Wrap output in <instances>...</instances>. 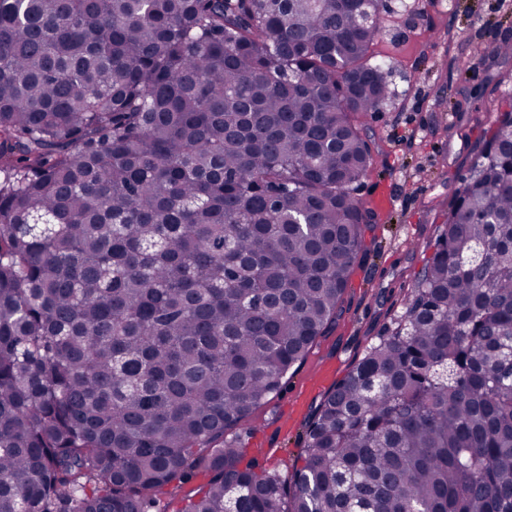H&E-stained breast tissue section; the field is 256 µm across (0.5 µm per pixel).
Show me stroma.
<instances>
[{"label":"stroma","instance_id":"stroma-1","mask_svg":"<svg viewBox=\"0 0 512 512\" xmlns=\"http://www.w3.org/2000/svg\"><path fill=\"white\" fill-rule=\"evenodd\" d=\"M376 54L391 97L360 121L375 159L352 193L377 210L369 250L354 268L343 315L289 372L281 391L233 432L244 461L289 479L314 409L403 314L417 273L436 238L473 146L512 100V0H384Z\"/></svg>","mask_w":512,"mask_h":512}]
</instances>
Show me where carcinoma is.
Wrapping results in <instances>:
<instances>
[{
	"mask_svg": "<svg viewBox=\"0 0 512 512\" xmlns=\"http://www.w3.org/2000/svg\"><path fill=\"white\" fill-rule=\"evenodd\" d=\"M360 10L0 0V512H512V109L290 486L224 440L367 251Z\"/></svg>",
	"mask_w": 512,
	"mask_h": 512,
	"instance_id": "1",
	"label": "carcinoma"
}]
</instances>
